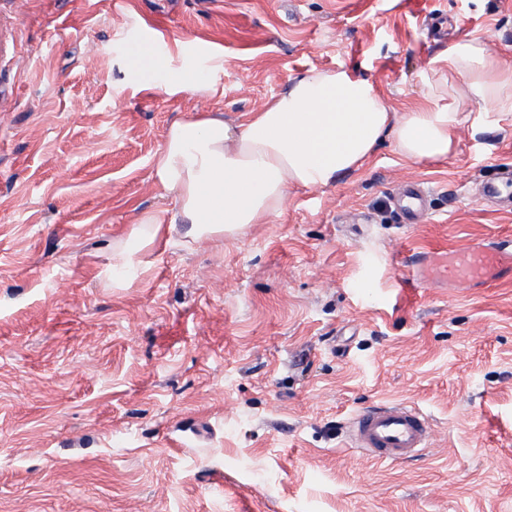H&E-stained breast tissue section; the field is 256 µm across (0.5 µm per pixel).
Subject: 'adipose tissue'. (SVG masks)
Returning a JSON list of instances; mask_svg holds the SVG:
<instances>
[{
  "label": "adipose tissue",
  "instance_id": "ef3b65f1",
  "mask_svg": "<svg viewBox=\"0 0 512 512\" xmlns=\"http://www.w3.org/2000/svg\"><path fill=\"white\" fill-rule=\"evenodd\" d=\"M419 81L416 104L394 112L371 80L346 68L311 70L240 123L214 112L172 123L155 176L173 207L130 230L121 249L126 267L137 268V254L180 224L187 237L211 240L268 223L282 212L289 188L325 186L361 169L384 139L412 162L444 158L464 100L512 112V67L480 38L451 43L444 66L420 73Z\"/></svg>",
  "mask_w": 512,
  "mask_h": 512
}]
</instances>
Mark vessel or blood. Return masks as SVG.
Wrapping results in <instances>:
<instances>
[{
  "label": "vessel or blood",
  "mask_w": 512,
  "mask_h": 512,
  "mask_svg": "<svg viewBox=\"0 0 512 512\" xmlns=\"http://www.w3.org/2000/svg\"><path fill=\"white\" fill-rule=\"evenodd\" d=\"M397 207L408 224H420L429 216L421 191L406 186L394 194ZM406 259L418 267L413 284L432 282L442 287L469 288L488 285L512 275V241L470 245L433 253L410 252ZM435 431L429 417L418 407L402 403H377L353 419L349 429L351 447L372 458L394 463L418 454L430 445Z\"/></svg>",
  "instance_id": "b4317fda"
}]
</instances>
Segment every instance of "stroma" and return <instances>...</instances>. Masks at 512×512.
I'll use <instances>...</instances> for the list:
<instances>
[{
	"label": "stroma",
	"instance_id": "1",
	"mask_svg": "<svg viewBox=\"0 0 512 512\" xmlns=\"http://www.w3.org/2000/svg\"><path fill=\"white\" fill-rule=\"evenodd\" d=\"M466 35L512 64V0H0V512H512V280L417 287L400 259L512 240L477 194L512 168V118L469 102L448 156L385 140L236 238L157 241L131 278L112 251L172 206L173 122H237L339 67L402 112ZM404 182L426 222H399ZM381 402L425 412L432 445L350 448Z\"/></svg>",
	"mask_w": 512,
	"mask_h": 512
}]
</instances>
